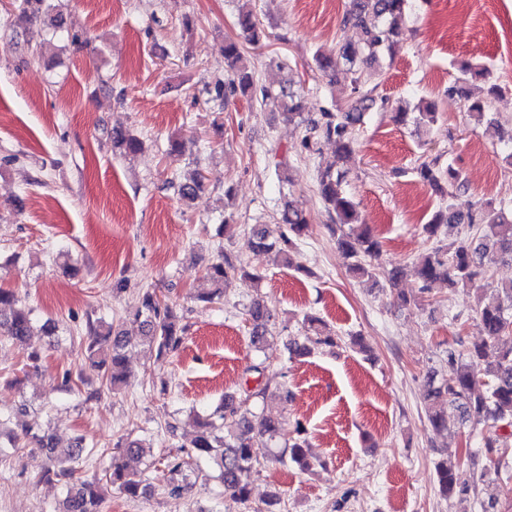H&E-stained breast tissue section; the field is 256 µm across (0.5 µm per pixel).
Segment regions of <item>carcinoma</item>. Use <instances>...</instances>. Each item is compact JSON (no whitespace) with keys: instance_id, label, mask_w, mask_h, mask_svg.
I'll list each match as a JSON object with an SVG mask.
<instances>
[{"instance_id":"carcinoma-1","label":"carcinoma","mask_w":512,"mask_h":512,"mask_svg":"<svg viewBox=\"0 0 512 512\" xmlns=\"http://www.w3.org/2000/svg\"><path fill=\"white\" fill-rule=\"evenodd\" d=\"M251 0H244L238 9L237 23L246 42L257 45L268 38L265 30L256 20L250 7ZM410 0H349V6L341 19L345 28L352 27L360 32L355 41L343 43L337 57L314 55L318 71L336 76L339 66L350 74L353 96L336 111L324 109L318 117L309 113L307 98L294 89L289 81L279 86L256 88L251 69L247 64L242 47L235 41L224 46V59L230 75L217 85L216 97L227 99L240 94H260L261 106L292 123L304 126L300 141V152H310L322 140L335 144V158L348 157L355 144L356 125L364 115L381 108L385 99L376 94L373 81L380 75L376 68L380 55L392 51L403 39L402 19L408 12ZM15 9L29 21L37 19L47 9L45 0H18ZM492 85L484 96H472L464 88H458L468 101V112L476 122L492 116L489 112L490 99L496 94ZM416 127L429 129L437 122V111L431 102L416 105L413 118ZM114 147L126 154L139 151L141 141L127 131H112ZM419 180L428 185L442 198L451 196L448 188L461 186L459 173L452 167H444L438 159L423 162L416 168ZM345 174L336 168V162H328L317 170L318 190L324 201L332 224L330 231L336 236V245L346 257L352 259L350 269L361 276L374 278L368 259L374 257L380 248L379 241L369 227L359 222V214L353 200L342 190ZM206 177L201 171L181 187V196L192 199L203 189ZM278 223L284 230L273 236L265 227L252 231V245L275 250L287 266H292V254L298 242L307 236L309 225L303 211L292 201L284 203L279 212ZM447 224H465L474 231L473 235L454 240L448 244L437 241L430 251L418 256L416 272L427 289L437 281L445 282L450 288H465L488 273L487 259L512 262V206L486 201L475 204L466 211H457L449 204L437 210L424 232L430 237L438 236L441 227ZM252 280L260 276L249 272L242 264L225 255L210 263L203 275V288L198 298L207 304L224 300L229 280L236 275ZM404 269L396 267L387 273L393 298L402 303H416L417 295H409L398 287ZM496 297L493 301L476 308V319L482 331V338L462 350L448 348V370L450 378L441 382H430L423 394L426 402V418L432 428L442 431L448 428L447 410L459 413L463 422H470L481 428V447L485 456L490 457L504 447L503 432L512 429V281L494 286ZM246 321L251 326L250 342L260 350L270 335L271 310L262 296L254 297L245 308ZM135 319L144 330V340L158 359L176 351L182 343L186 326L182 316L156 292L142 293ZM33 334L32 310L22 303L15 292L0 289V336L24 343ZM335 346L337 336L316 332L310 344L290 340L287 344L290 355L302 356L311 352V346ZM497 346L495 356L488 355L487 348ZM83 356L102 371V379L112 390L126 386L131 375L128 360V343L118 333L107 329L104 332L90 326L84 342ZM197 432L190 441V449L172 455L144 439L125 438L116 444L118 452L112 455V469L105 473V479L87 480L78 476L79 461L86 449L85 440L77 438L75 447L64 455L57 454L53 438L47 433H34L32 426L22 425L21 434L9 438V446L15 449L33 444L45 452L49 459L43 477L56 479L65 487V495L59 503L58 512H100L104 500L103 484L107 483L120 494L129 498H140L151 490V484L142 471H129L123 459H146L148 464L165 462L172 474L168 486L169 494L179 497L190 489V485L178 479L194 471L203 462L218 467V479L224 490L245 503L250 498L252 474L255 471L253 448L261 440L275 441L287 436L285 423L271 416H264L233 393L224 394L219 406L206 416L195 415ZM303 429L295 424L296 438L288 444V458L302 470L311 467L313 455L309 445L300 439ZM435 481L444 494L468 492V479L457 459H443L436 463Z\"/></svg>"}]
</instances>
